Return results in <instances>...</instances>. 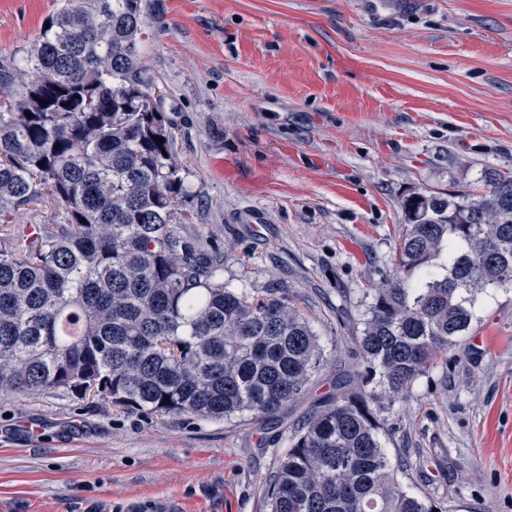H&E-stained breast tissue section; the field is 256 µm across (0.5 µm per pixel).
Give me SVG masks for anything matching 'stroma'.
<instances>
[{
    "instance_id": "obj_1",
    "label": "stroma",
    "mask_w": 512,
    "mask_h": 512,
    "mask_svg": "<svg viewBox=\"0 0 512 512\" xmlns=\"http://www.w3.org/2000/svg\"><path fill=\"white\" fill-rule=\"evenodd\" d=\"M55 0H0V56ZM144 63L189 191L176 222L224 280L307 315L337 374L393 278L417 191L512 172V0H151ZM410 490L442 512H512V288L382 414ZM282 445L240 419L147 418L65 391L0 394V512H267Z\"/></svg>"
}]
</instances>
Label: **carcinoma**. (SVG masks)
Listing matches in <instances>:
<instances>
[{"mask_svg":"<svg viewBox=\"0 0 512 512\" xmlns=\"http://www.w3.org/2000/svg\"><path fill=\"white\" fill-rule=\"evenodd\" d=\"M149 18V0H61L23 56L0 59V394L248 416L279 441L325 346L286 300L224 283V260L179 230L188 190L141 60ZM479 181V197L402 201L396 274L354 337L359 367L291 431L269 512H439L391 462L381 413L466 335L480 295L512 288V173ZM29 205L55 223L23 234L13 216Z\"/></svg>","mask_w":512,"mask_h":512,"instance_id":"obj_1","label":"carcinoma"}]
</instances>
